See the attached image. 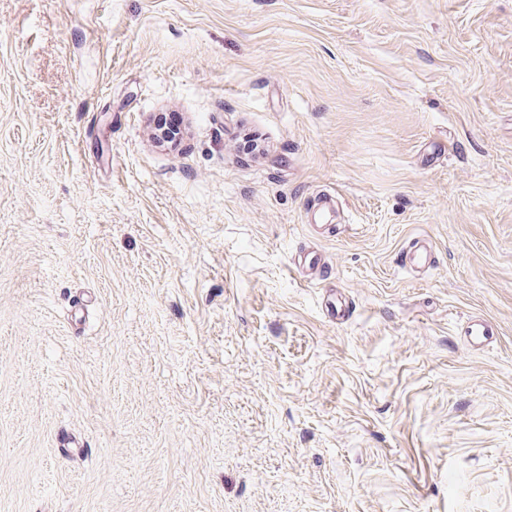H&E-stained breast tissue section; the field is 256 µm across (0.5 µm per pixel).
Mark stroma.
<instances>
[{"label": "stroma", "mask_w": 512, "mask_h": 512, "mask_svg": "<svg viewBox=\"0 0 512 512\" xmlns=\"http://www.w3.org/2000/svg\"><path fill=\"white\" fill-rule=\"evenodd\" d=\"M0 512H512V0H0ZM405 253V265L430 267L434 262L432 247L425 239L415 237L409 241ZM323 254L315 248L300 251L292 261V266L298 271L321 273L326 269Z\"/></svg>", "instance_id": "35a3bbf8"}]
</instances>
